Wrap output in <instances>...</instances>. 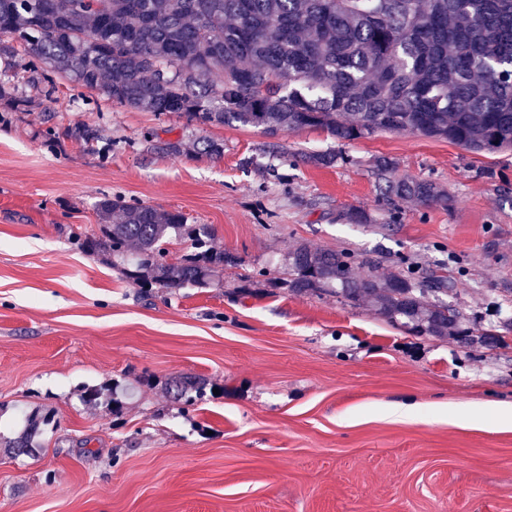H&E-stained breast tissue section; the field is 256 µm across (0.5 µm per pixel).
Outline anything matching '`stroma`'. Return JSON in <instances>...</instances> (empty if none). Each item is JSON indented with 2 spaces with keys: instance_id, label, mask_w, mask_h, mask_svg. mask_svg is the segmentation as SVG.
Here are the masks:
<instances>
[{
  "instance_id": "obj_1",
  "label": "stroma",
  "mask_w": 512,
  "mask_h": 512,
  "mask_svg": "<svg viewBox=\"0 0 512 512\" xmlns=\"http://www.w3.org/2000/svg\"><path fill=\"white\" fill-rule=\"evenodd\" d=\"M11 73L0 99V436L53 417L41 446L0 447V512H512V334L487 348L416 336L370 306L267 287L305 243L444 268L481 334L512 317V152L475 153L410 132L352 142L307 128L266 135L139 112L59 79ZM19 105H12V98ZM84 124L99 138L66 136ZM224 154L200 153L199 137ZM182 141L180 155L163 144ZM331 151V167L288 153ZM429 180L449 207L383 200L376 165ZM119 196L179 211L238 253L219 284L141 288L82 244ZM360 213L357 222L344 220ZM254 276L249 287L241 280ZM176 376L216 388L181 407ZM132 383L120 414L83 387ZM416 402L415 417L387 407Z\"/></svg>"
}]
</instances>
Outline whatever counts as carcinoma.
<instances>
[{
    "label": "carcinoma",
    "mask_w": 512,
    "mask_h": 512,
    "mask_svg": "<svg viewBox=\"0 0 512 512\" xmlns=\"http://www.w3.org/2000/svg\"><path fill=\"white\" fill-rule=\"evenodd\" d=\"M0 0V56L28 58V82L50 93L59 75L102 99L203 125L236 122L280 132L321 128L339 142L377 132H410L476 153L512 150V0ZM313 152L314 166L337 162ZM386 199L448 207L431 181L396 179L378 161ZM101 235L85 251L143 288H206L238 255L211 246L214 229L180 211L160 212L119 198L96 205ZM189 244L178 261L166 245ZM301 243L288 252L278 288L367 303L395 326L470 340L462 313L448 307L453 279L381 273L366 257ZM436 300H429V296ZM512 318L489 325L478 343L496 347ZM207 382L174 378V402L204 399ZM86 405L122 401L112 386L85 389ZM46 417L25 416L0 440L15 457L41 447Z\"/></svg>",
    "instance_id": "obj_1"
}]
</instances>
